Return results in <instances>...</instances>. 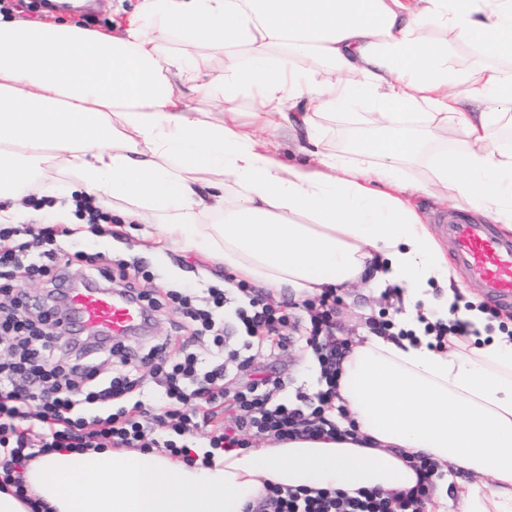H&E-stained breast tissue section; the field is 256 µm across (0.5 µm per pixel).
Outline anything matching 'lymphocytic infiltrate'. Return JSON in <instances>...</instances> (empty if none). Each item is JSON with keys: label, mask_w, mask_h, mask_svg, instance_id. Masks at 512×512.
<instances>
[{"label": "lymphocytic infiltrate", "mask_w": 512, "mask_h": 512, "mask_svg": "<svg viewBox=\"0 0 512 512\" xmlns=\"http://www.w3.org/2000/svg\"><path fill=\"white\" fill-rule=\"evenodd\" d=\"M75 259L64 245L57 225L0 226V487L25 494L20 477L32 459L61 448L158 449L195 462L196 448H247L252 436L279 441L294 437L339 434L331 419L336 380L349 347L338 337V295L324 291L312 303L305 341L316 353L324 389L309 410L277 399L283 379L258 377L242 390L224 386L227 362L248 367L259 353L287 349L290 337L282 329L293 312L250 293L245 284L235 289L208 285L185 294L167 291L157 298L129 280L125 260L89 257L97 275L91 285L103 288L113 278L125 283L123 296L140 302L147 318L171 307L191 326L193 336L209 341L206 354L183 345L170 356L168 342L147 352L122 342L104 344L102 338L73 335L69 315L67 270ZM45 279L49 290L40 312L15 280V273ZM235 304L241 341L227 348L224 308ZM153 363V377L162 411L147 417L142 399L140 368ZM425 485L407 491L300 489L267 486L246 512H422Z\"/></svg>", "instance_id": "lymphocytic-infiltrate-1"}]
</instances>
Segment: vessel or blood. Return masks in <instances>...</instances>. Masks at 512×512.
<instances>
[{
	"mask_svg": "<svg viewBox=\"0 0 512 512\" xmlns=\"http://www.w3.org/2000/svg\"><path fill=\"white\" fill-rule=\"evenodd\" d=\"M441 231L449 238L455 262L468 274L480 295L501 306L512 305V238L499 235L484 221H466L451 214ZM70 304L90 334L124 338L144 319L142 307L97 288H75Z\"/></svg>",
	"mask_w": 512,
	"mask_h": 512,
	"instance_id": "b4317fda",
	"label": "vessel or blood"
}]
</instances>
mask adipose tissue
Wrapping results in <instances>:
<instances>
[{"label": "adipose tissue", "instance_id": "1", "mask_svg": "<svg viewBox=\"0 0 512 512\" xmlns=\"http://www.w3.org/2000/svg\"><path fill=\"white\" fill-rule=\"evenodd\" d=\"M458 43L505 63L471 73ZM243 93L261 131H304L298 163L246 130ZM193 97L223 104V119L194 112ZM362 104V137L323 149L320 117ZM505 123L512 0H142L118 36L0 13V224L34 216L20 199L53 159L77 197L116 202L126 224L156 219L158 241L241 278L302 299L369 278L403 302L402 335L366 336L342 362L357 436L270 439L206 465L59 450L28 462V499L0 489V512H244L268 484L401 491L421 479L416 456L493 478L460 512H512V333L453 293L434 298L455 272L409 200L435 186L448 207L467 202L512 231ZM460 134L466 148L450 150ZM421 161L430 181L407 182ZM451 314L473 332L435 347L425 323Z\"/></svg>", "mask_w": 512, "mask_h": 512}]
</instances>
